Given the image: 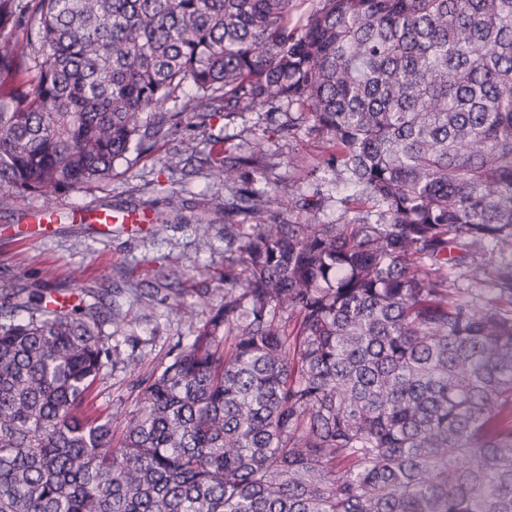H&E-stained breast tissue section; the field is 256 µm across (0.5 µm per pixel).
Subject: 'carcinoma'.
<instances>
[{
    "instance_id": "1",
    "label": "carcinoma",
    "mask_w": 512,
    "mask_h": 512,
    "mask_svg": "<svg viewBox=\"0 0 512 512\" xmlns=\"http://www.w3.org/2000/svg\"><path fill=\"white\" fill-rule=\"evenodd\" d=\"M299 4L0 0V210L277 100L369 204L282 224L244 186L224 303L118 436L87 403L104 312L1 302L0 512H512V0Z\"/></svg>"
}]
</instances>
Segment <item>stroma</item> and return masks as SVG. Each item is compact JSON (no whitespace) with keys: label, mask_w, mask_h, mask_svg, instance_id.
I'll list each match as a JSON object with an SVG mask.
<instances>
[{"label":"stroma","mask_w":512,"mask_h":512,"mask_svg":"<svg viewBox=\"0 0 512 512\" xmlns=\"http://www.w3.org/2000/svg\"><path fill=\"white\" fill-rule=\"evenodd\" d=\"M302 108L279 102L220 112L207 120L184 116L181 124L150 150L129 153L116 162L105 180L57 196L61 215L81 206L164 210L174 194L184 202L168 223L128 228L115 225L61 224L50 236L31 238L27 214L38 200H21L14 210L0 211V292L14 289L41 293L67 304L95 303L106 311L102 334L114 351L93 385L90 397L99 411L122 425L141 409L138 384L159 373L179 345H188L198 328L224 299V265L228 258L224 227L245 223L234 210L237 187L210 176V154L247 158L244 182L270 199V209L290 224H350L359 208L348 190L336 187V175L325 165L324 138L311 133ZM296 120L293 135L282 125ZM314 173L323 183L325 201L306 205ZM219 195L227 214H204L206 198ZM186 275L167 284L166 274Z\"/></svg>","instance_id":"35a3bbf8"}]
</instances>
